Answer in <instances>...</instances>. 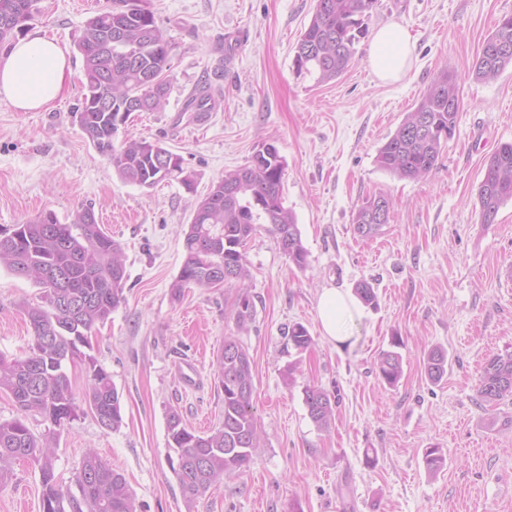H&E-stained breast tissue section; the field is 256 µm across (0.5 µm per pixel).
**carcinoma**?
Wrapping results in <instances>:
<instances>
[{
	"mask_svg": "<svg viewBox=\"0 0 512 512\" xmlns=\"http://www.w3.org/2000/svg\"><path fill=\"white\" fill-rule=\"evenodd\" d=\"M38 0H0V43L23 34L39 12ZM377 0H316L310 22L297 43L296 72L313 77L315 84L336 80L355 54V41L364 34L365 19ZM83 60L86 93L78 107L79 125L88 142L126 182L151 189L176 181L187 191L195 189V173L181 155L159 143L127 139L114 144L119 126L132 109L128 97L149 100V111L163 107L169 92L170 42L145 0H112V5L90 18L77 40ZM512 66V15L503 17L484 40L468 70L475 80H493ZM159 82L145 85L144 78ZM110 102L108 109L97 107ZM213 108L209 89L201 87L186 102L187 112ZM460 88L457 78L443 72L406 113L395 132L379 148L377 167L401 179H417L436 165L442 148L453 134L459 116ZM175 158L173 168L162 165L164 157ZM285 165L273 147L253 163L233 170L213 184L193 212L183 238L184 262L172 283L173 295L194 285L211 288L210 273H229L224 281H244L250 273L244 247L261 226L273 234L295 266L307 263V251L293 213L284 206L282 188ZM391 211L392 200L383 194L365 198L352 214L354 230L374 226L364 238L378 235L389 217H380L378 200ZM480 223L492 224L500 207L512 201V143L502 144L488 159L477 189ZM93 208L78 210L63 224L51 211L0 232V268L28 279L43 289L45 305L29 306L26 314L33 330L29 352L6 361L0 357V392L8 394L17 415L0 420V485L13 475V465L26 461L37 467L41 484V512H136L124 476L96 454H88L74 473L71 484L56 476L55 435L77 416L67 365H84L88 386L84 403L99 425L116 430L123 423L121 400L112 376L90 354L92 335L109 319L123 300L125 256L100 224L87 223ZM253 301L239 299L236 318L243 325L252 319ZM288 340L303 351L312 338L302 325L289 330ZM220 389L224 395V420L208 434L187 427L180 414L167 416L169 447L176 452L170 467L187 506L204 496L225 475L243 469L259 447V430L253 411L254 377L251 359L225 363L219 359ZM379 374L390 386L402 376V358L395 351L383 353ZM448 368L447 353L429 351L426 373L439 383ZM478 398L495 404L512 399V352L492 357L477 386ZM310 418L328 427L335 401L313 386L305 389ZM30 414L48 424L36 435L27 424Z\"/></svg>",
	"mask_w": 512,
	"mask_h": 512,
	"instance_id": "cac0c4a2",
	"label": "carcinoma"
}]
</instances>
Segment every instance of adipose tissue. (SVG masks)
Wrapping results in <instances>:
<instances>
[{"label":"adipose tissue","mask_w":512,"mask_h":512,"mask_svg":"<svg viewBox=\"0 0 512 512\" xmlns=\"http://www.w3.org/2000/svg\"><path fill=\"white\" fill-rule=\"evenodd\" d=\"M372 71L382 80H396L409 70L411 36L402 25L391 22L379 27L368 49ZM72 76L66 50L46 35H31L0 52V97L19 112H37L49 107L65 90ZM360 304L348 292L323 289L318 297V316L325 336L345 343L346 321L359 312Z\"/></svg>","instance_id":"1"}]
</instances>
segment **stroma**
<instances>
[{"mask_svg":"<svg viewBox=\"0 0 512 512\" xmlns=\"http://www.w3.org/2000/svg\"><path fill=\"white\" fill-rule=\"evenodd\" d=\"M171 43V87L163 109L134 112L116 141L158 142L180 154L196 190L125 182L88 143L77 109L84 97L75 41L107 0H40L30 31L65 45L73 75L64 95L41 112H18L0 99V228L56 213L61 223L93 206L125 252L124 300L93 338L92 353L112 376L123 424L102 428L87 411L57 441L56 472L70 481L97 452L123 474L137 512H512V400L480 402L485 362L512 351V201L491 224L479 221L477 187L489 156L512 142V67L485 82L468 78L495 23L512 0H378L347 71L315 85L294 67L295 47L315 0H149ZM415 45L407 74L381 83L366 62L371 33L388 22ZM460 83L456 129L434 169L418 180L377 168L378 148L443 71ZM210 85L216 105L203 119L185 111ZM272 142L285 162L284 205L308 252L296 267L277 240L258 231L245 247L244 284L184 289L170 285L183 264V232L195 205L224 173L248 165ZM390 195L395 205L375 238L351 224L362 199ZM370 282L377 305L348 320L338 346L323 335L317 299L325 288L353 291ZM248 294L255 311L238 326ZM42 290L0 270V356L28 352L23 312ZM312 338L289 349L288 329ZM248 352L261 446L244 471L226 477L186 507L169 465L167 413L207 432L223 419L217 358L225 337ZM400 339L403 374L384 383L377 364ZM448 372L432 383V348ZM195 384H184V364ZM336 400L335 420L309 417L306 387ZM428 448L445 464L429 473ZM37 469L15 466L0 488V512H40ZM448 368L447 353L439 348L429 351L426 362V373L434 383H439L446 375Z\"/></svg>","mask_w":512,"mask_h":512,"instance_id":"35a3bbf8","label":"stroma"}]
</instances>
